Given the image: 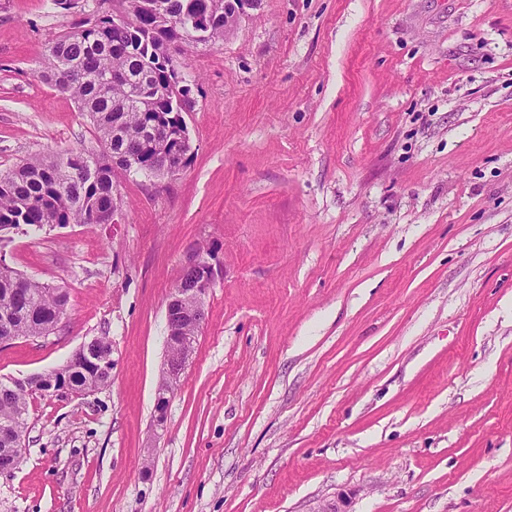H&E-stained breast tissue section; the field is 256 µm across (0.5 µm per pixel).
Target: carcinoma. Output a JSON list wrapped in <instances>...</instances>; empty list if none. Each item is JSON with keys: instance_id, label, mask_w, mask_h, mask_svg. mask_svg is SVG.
Returning a JSON list of instances; mask_svg holds the SVG:
<instances>
[{"instance_id": "carcinoma-1", "label": "carcinoma", "mask_w": 512, "mask_h": 512, "mask_svg": "<svg viewBox=\"0 0 512 512\" xmlns=\"http://www.w3.org/2000/svg\"><path fill=\"white\" fill-rule=\"evenodd\" d=\"M124 17L81 7L84 17L45 42L48 66L42 78L72 97L89 118L107 152L79 148L52 156L31 155L0 171V244L26 226L95 224L112 211L116 171L165 177L170 151L149 147L166 130L187 132L177 99L172 61L157 50L179 31L201 27L209 42L224 38V12L232 0H114ZM68 293L7 265L0 270V324L20 337L48 336L67 313ZM112 378V344L105 336L90 350L78 349L67 363L31 377L17 388L0 384V464L20 461L27 432L28 397L67 386L100 390Z\"/></svg>"}]
</instances>
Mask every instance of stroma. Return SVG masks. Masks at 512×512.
Here are the masks:
<instances>
[{
  "mask_svg": "<svg viewBox=\"0 0 512 512\" xmlns=\"http://www.w3.org/2000/svg\"><path fill=\"white\" fill-rule=\"evenodd\" d=\"M80 17L0 0V169L95 145L40 77ZM178 60L188 164L6 249L68 311L0 380L96 336L112 380L30 395L0 512H512V0H255ZM194 247L220 268L157 431Z\"/></svg>",
  "mask_w": 512,
  "mask_h": 512,
  "instance_id": "obj_1",
  "label": "stroma"
}]
</instances>
